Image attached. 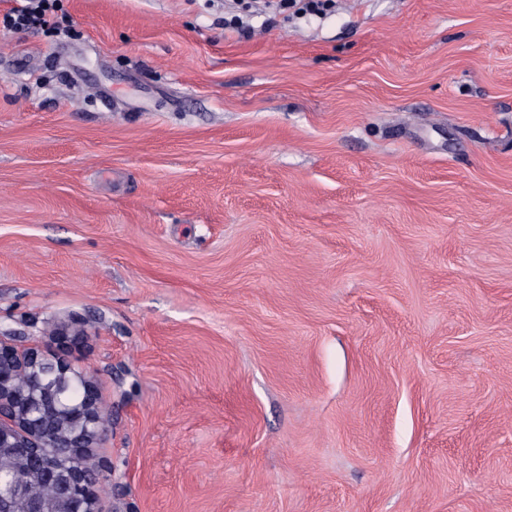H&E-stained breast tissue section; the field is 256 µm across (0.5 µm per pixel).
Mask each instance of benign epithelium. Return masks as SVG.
Listing matches in <instances>:
<instances>
[{
	"instance_id": "benign-epithelium-1",
	"label": "benign epithelium",
	"mask_w": 512,
	"mask_h": 512,
	"mask_svg": "<svg viewBox=\"0 0 512 512\" xmlns=\"http://www.w3.org/2000/svg\"><path fill=\"white\" fill-rule=\"evenodd\" d=\"M30 373L26 390L13 388L15 377ZM83 386L80 403L67 413L76 438L48 439L32 427L30 417L40 416L55 405L57 396L71 387L74 379ZM105 433L100 397L95 383L75 370L70 362L44 352L39 346L18 348L0 340V462L30 459L39 448H63L70 463L53 467L45 477L57 487L51 499H42L15 486L0 494V512H98L97 480L101 469L93 448Z\"/></svg>"
}]
</instances>
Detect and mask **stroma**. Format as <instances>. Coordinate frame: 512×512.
Listing matches in <instances>:
<instances>
[{"instance_id":"stroma-1","label":"stroma","mask_w":512,"mask_h":512,"mask_svg":"<svg viewBox=\"0 0 512 512\" xmlns=\"http://www.w3.org/2000/svg\"><path fill=\"white\" fill-rule=\"evenodd\" d=\"M63 5L0 29V331L96 380L101 512H512V0ZM256 2H265L266 6H264L265 15H269L266 12V9L269 10L274 16L276 13H285L288 12V9L294 8L293 14H304V15H318L324 14L329 10L331 5L333 4L332 0H277V1H256Z\"/></svg>"}]
</instances>
